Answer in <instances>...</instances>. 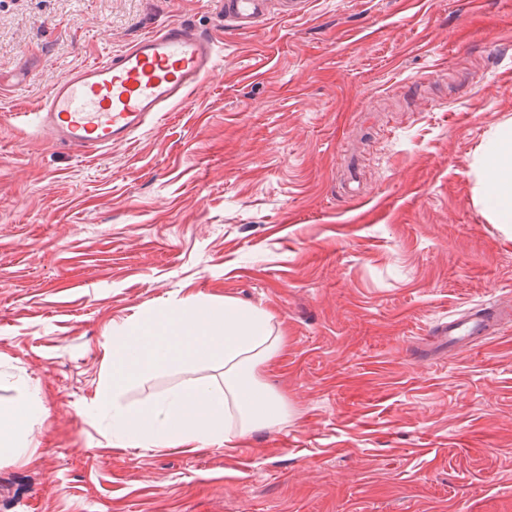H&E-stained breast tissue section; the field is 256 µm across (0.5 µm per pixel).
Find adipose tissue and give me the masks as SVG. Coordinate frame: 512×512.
I'll list each match as a JSON object with an SVG mask.
<instances>
[{
	"label": "adipose tissue",
	"instance_id": "1",
	"mask_svg": "<svg viewBox=\"0 0 512 512\" xmlns=\"http://www.w3.org/2000/svg\"><path fill=\"white\" fill-rule=\"evenodd\" d=\"M478 178L485 216L512 239V121L498 125L487 140ZM282 343L266 310L186 297L113 330L106 341L112 388L82 412L103 424L115 448L223 447L287 420L285 400L258 375ZM212 362L223 368L221 381L176 383L139 406L121 399L129 384L145 376ZM42 412L39 389L29 384L15 401L1 404L0 450L19 447Z\"/></svg>",
	"mask_w": 512,
	"mask_h": 512
}]
</instances>
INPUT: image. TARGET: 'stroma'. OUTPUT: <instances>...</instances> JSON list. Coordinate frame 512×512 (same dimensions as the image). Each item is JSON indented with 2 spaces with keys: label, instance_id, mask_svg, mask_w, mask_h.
<instances>
[{
  "label": "stroma",
  "instance_id": "1",
  "mask_svg": "<svg viewBox=\"0 0 512 512\" xmlns=\"http://www.w3.org/2000/svg\"><path fill=\"white\" fill-rule=\"evenodd\" d=\"M184 22L217 72L86 157L14 119L65 74ZM512 119V0H302L250 31L222 0H0V512H512V324L449 352V314L512 304L476 153ZM232 298L284 343L286 424L232 448L109 446L79 409L113 327ZM221 367L132 384L137 406ZM39 386L24 384L20 396L8 405H0V452L23 448L22 442L30 424L43 413Z\"/></svg>",
  "mask_w": 512,
  "mask_h": 512
}]
</instances>
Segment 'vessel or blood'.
I'll return each instance as SVG.
<instances>
[{
  "mask_svg": "<svg viewBox=\"0 0 512 512\" xmlns=\"http://www.w3.org/2000/svg\"><path fill=\"white\" fill-rule=\"evenodd\" d=\"M267 0H224V16L248 30L266 14ZM217 67L215 39L175 23L145 35L117 56L88 64L57 81L34 114L54 144L91 152L128 142L146 120L180 101ZM512 321V313L477 306L450 315L437 333L464 349Z\"/></svg>",
  "mask_w": 512,
  "mask_h": 512,
  "instance_id": "obj_1",
  "label": "vessel or blood"
}]
</instances>
